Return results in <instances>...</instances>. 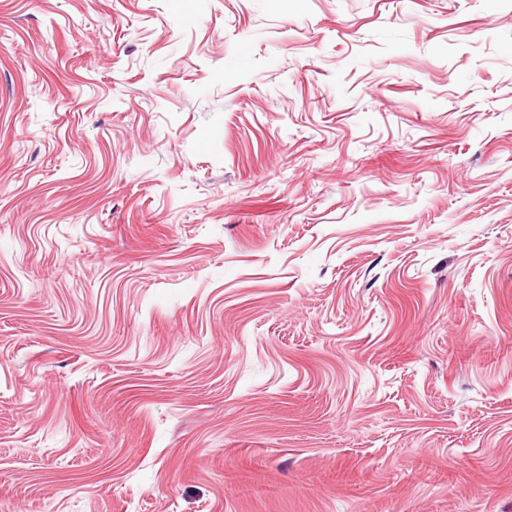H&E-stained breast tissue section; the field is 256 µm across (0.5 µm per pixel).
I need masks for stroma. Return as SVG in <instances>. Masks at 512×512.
I'll list each match as a JSON object with an SVG mask.
<instances>
[{"instance_id": "35a3bbf8", "label": "stroma", "mask_w": 512, "mask_h": 512, "mask_svg": "<svg viewBox=\"0 0 512 512\" xmlns=\"http://www.w3.org/2000/svg\"><path fill=\"white\" fill-rule=\"evenodd\" d=\"M0 512H512V0H0Z\"/></svg>"}]
</instances>
